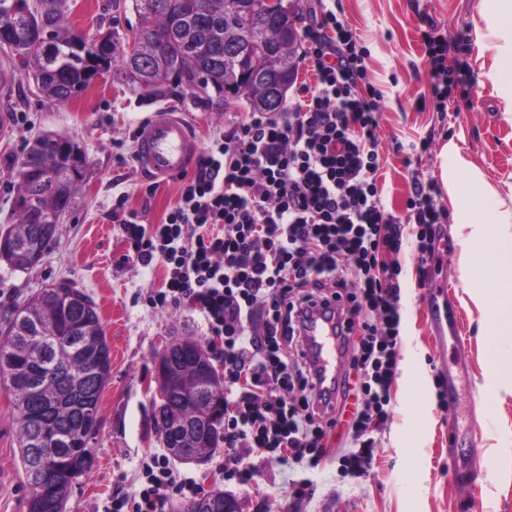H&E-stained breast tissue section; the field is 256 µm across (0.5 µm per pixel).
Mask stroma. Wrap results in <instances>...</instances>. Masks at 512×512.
I'll return each instance as SVG.
<instances>
[{
    "label": "stroma",
    "mask_w": 512,
    "mask_h": 512,
    "mask_svg": "<svg viewBox=\"0 0 512 512\" xmlns=\"http://www.w3.org/2000/svg\"><path fill=\"white\" fill-rule=\"evenodd\" d=\"M480 0H328L352 27L368 55V74L383 94L380 136L384 168L381 199L396 215L406 213L414 179L438 178L440 153L454 143L502 197L512 196V115L486 80L493 64L474 29ZM69 23L80 34L111 31L124 47L138 25L132 0H69ZM436 24L448 45L449 64H462L465 87L453 88L458 111L440 112L432 101L422 61L421 33ZM13 73L7 94L11 126L0 130V226L9 224L17 190L15 171L30 142L54 131L84 149L88 168L56 241L40 264L16 271L0 261V322L23 300L60 282L96 304L111 347V375L99 401L101 427L88 443L89 469L69 495L66 512H102L115 494L140 488V464L164 446L154 426L153 360L173 336L206 340L196 308L152 306L164 271L125 261L126 244L113 216L138 211L156 224L176 205L182 177L159 181L154 194L134 159L138 125L154 112L180 113L200 147L231 128L246 102H206L174 83L146 92L129 86L121 58L112 71L60 106L48 105L31 81ZM433 145L421 158L412 146ZM464 239L456 224L439 227L438 259L416 272V241L407 238L398 260L402 287L401 360L390 389L391 414L375 434L376 449L365 474L341 477L339 459L352 439L345 425L332 433L317 468H297L310 479L303 498L292 495L287 466L254 454L251 484L224 479L233 455L216 449L204 466L178 465L202 492L235 494L240 512H512V383L488 358L497 346L512 359V335L490 340L480 328L486 312L473 300L476 283L461 275ZM478 441L480 462L463 461L462 437ZM28 493L19 465L16 414L0 392V512H23Z\"/></svg>",
    "instance_id": "35a3bbf8"
}]
</instances>
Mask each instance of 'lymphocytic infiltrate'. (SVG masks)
<instances>
[{"instance_id": "f902f5d3", "label": "lymphocytic infiltrate", "mask_w": 512, "mask_h": 512, "mask_svg": "<svg viewBox=\"0 0 512 512\" xmlns=\"http://www.w3.org/2000/svg\"><path fill=\"white\" fill-rule=\"evenodd\" d=\"M303 37L315 89H301L293 110L245 113L214 138L161 223H143L133 210L119 223L127 259L165 271L151 303L198 306L209 338L221 343L225 449L314 468L343 420L355 449L342 456L340 473L356 476L390 417L404 229L417 227L423 269L445 216L432 179L415 180L406 216L383 206V94L349 26L323 6L310 13ZM421 38L433 100L446 106L461 70L449 65L441 38ZM309 305L337 306L351 341L350 377L332 402H319L306 359L288 362ZM141 474L140 490L112 498L103 512H166L169 495L199 491L163 453L143 461Z\"/></svg>"}]
</instances>
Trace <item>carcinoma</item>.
<instances>
[{"instance_id": "1", "label": "carcinoma", "mask_w": 512, "mask_h": 512, "mask_svg": "<svg viewBox=\"0 0 512 512\" xmlns=\"http://www.w3.org/2000/svg\"><path fill=\"white\" fill-rule=\"evenodd\" d=\"M193 0H133L139 26L132 34V53H124L122 71L125 80L147 91L161 86L163 77L196 96L207 100L232 96L244 98L256 112H279L282 104H273L250 80L229 83L224 60V26L231 10L243 5L249 10L252 33H260L267 24L288 28L291 18L281 11L282 0H205L207 15L199 22L192 11ZM43 8L29 10L27 0H0V25L11 29L9 60L32 79L47 103L63 104L87 89L91 82L111 72L112 59L97 60L92 53L75 50V42L90 43L67 24V0H42ZM51 32L52 55L44 56L30 49L29 36L37 30ZM295 50L284 41L264 57L262 69L269 75L279 73ZM289 83L297 76V63H292ZM29 165L34 171L55 173V183L44 188L34 179H18L13 204V224L6 238L14 241V249L6 263L16 271L30 267L32 254L53 242L62 213L71 208L84 178L86 153L70 137L46 132L29 146ZM78 301L67 309L64 319L56 322L53 314L64 309V300L53 288H46L25 304L12 310L0 330V389L12 397L17 413L19 457L24 484L30 487L26 512H49L42 497L31 489L35 455L32 447L33 416L42 408L37 389L45 383L46 373L35 359L39 346L46 347L54 359L53 376L84 377L83 386L92 396V411L99 400L111 372V352L96 304L83 293L69 288ZM174 364L191 379L200 365L210 372V396L224 405V379L217 374L210 356L173 354ZM164 424L176 426L185 434L195 435L202 421L189 411L179 390L172 389L168 405L161 409ZM55 418L73 433L77 444L58 448L59 479L52 494L54 512H64L72 488L70 477L80 476L91 463L87 448L89 432L83 430V413L60 406ZM218 447L217 435L209 430L197 436L195 452L207 456Z\"/></svg>"}]
</instances>
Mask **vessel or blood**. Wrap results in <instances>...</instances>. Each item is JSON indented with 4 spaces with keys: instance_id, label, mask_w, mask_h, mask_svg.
Listing matches in <instances>:
<instances>
[{
    "instance_id": "b4317fda",
    "label": "vessel or blood",
    "mask_w": 512,
    "mask_h": 512,
    "mask_svg": "<svg viewBox=\"0 0 512 512\" xmlns=\"http://www.w3.org/2000/svg\"><path fill=\"white\" fill-rule=\"evenodd\" d=\"M199 146L187 121L179 114L161 112L138 133V165L146 174L170 178L187 172L195 162ZM335 313L314 307L307 313L305 347L319 374L318 391L331 392L339 366L348 351L342 338L331 336Z\"/></svg>"
}]
</instances>
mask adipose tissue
<instances>
[{"mask_svg":"<svg viewBox=\"0 0 512 512\" xmlns=\"http://www.w3.org/2000/svg\"><path fill=\"white\" fill-rule=\"evenodd\" d=\"M478 43L494 54L486 78L498 89L506 112H512V0H481ZM468 171V187L456 182ZM441 183L454 208V221L470 229L465 239L466 262L462 276L493 288L487 330L492 336L512 335V207L461 155L455 144L441 151Z\"/></svg>","mask_w":512,"mask_h":512,"instance_id":"1","label":"adipose tissue"}]
</instances>
